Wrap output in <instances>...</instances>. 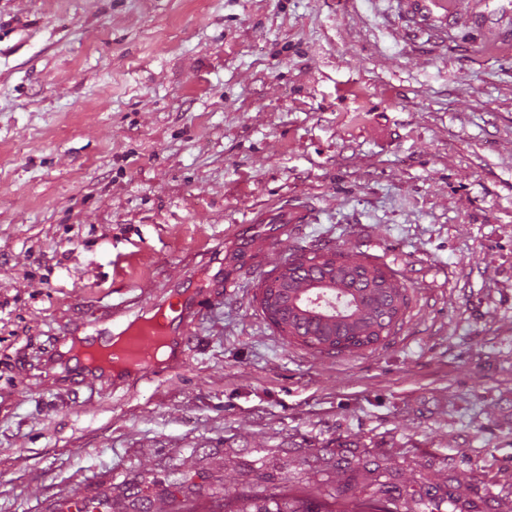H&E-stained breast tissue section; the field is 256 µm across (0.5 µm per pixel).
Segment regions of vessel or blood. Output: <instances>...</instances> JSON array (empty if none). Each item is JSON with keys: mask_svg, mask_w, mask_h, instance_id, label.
Here are the masks:
<instances>
[{"mask_svg": "<svg viewBox=\"0 0 512 512\" xmlns=\"http://www.w3.org/2000/svg\"><path fill=\"white\" fill-rule=\"evenodd\" d=\"M411 13L419 25H430L447 33L454 15L450 0H409ZM305 207L285 205L255 216L253 223L241 225L239 238L246 248H253L256 227L271 225L273 231L287 233L289 225L305 223ZM210 284L209 277L191 281L178 292L179 309L175 316L165 314L166 302L135 309L127 305L108 306L73 323L58 337L56 348L43 356L42 365L51 370L62 360L77 358L78 364L57 376L61 388L95 378L103 387L117 389L151 382L181 369L185 325L198 306L199 297Z\"/></svg>", "mask_w": 512, "mask_h": 512, "instance_id": "b4317fda", "label": "vessel or blood"}]
</instances>
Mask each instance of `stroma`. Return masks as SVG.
I'll return each mask as SVG.
<instances>
[{"mask_svg":"<svg viewBox=\"0 0 512 512\" xmlns=\"http://www.w3.org/2000/svg\"><path fill=\"white\" fill-rule=\"evenodd\" d=\"M456 0L448 36L400 0H0V512L73 496L112 512L326 501L337 456L404 498L454 483L512 512V46ZM311 208L251 263L255 209ZM331 248L392 271L393 334L327 353L259 290ZM186 363L61 390L40 353L106 304L148 306L201 267Z\"/></svg>","mask_w":512,"mask_h":512,"instance_id":"1","label":"stroma"}]
</instances>
